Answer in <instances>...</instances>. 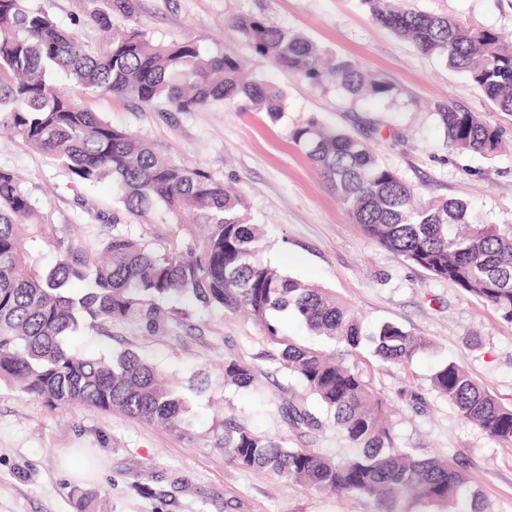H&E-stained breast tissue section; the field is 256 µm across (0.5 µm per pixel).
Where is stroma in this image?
<instances>
[{"label":"stroma","mask_w":512,"mask_h":512,"mask_svg":"<svg viewBox=\"0 0 512 512\" xmlns=\"http://www.w3.org/2000/svg\"><path fill=\"white\" fill-rule=\"evenodd\" d=\"M89 50L102 41L87 17L103 0H31ZM127 27L155 43L192 41L211 54L234 51L246 69L283 89L279 120L259 112L212 106L197 112L137 109L89 99L112 125L130 130L176 163L201 170L240 193L253 223L263 227V258L302 281L335 290L366 324L392 323L429 341L406 364L379 360L371 345L362 367L391 407L395 444L420 456H461L481 512H512V451L464 421L431 389L438 362L453 360L506 404L512 403V322L455 284L405 262L367 237L326 186L295 127L317 120L368 137L380 162L423 199L468 203L488 224H512V113L497 112L461 73L418 52L377 24L361 0H134ZM408 7L462 18L512 41V0H406ZM263 16L300 32L330 55L348 58L393 86L390 96L352 97L335 83L313 86L254 53L231 21ZM478 113L505 142L486 158L449 148L437 103ZM0 168L19 173L34 207L57 229L95 245L117 215L132 235L157 227L123 214L108 184L78 185L20 136L0 134ZM77 353L112 357L131 350L174 375L190 412L188 433L149 426L119 413L72 406L50 410L0 381V512H373L368 500L337 497L227 461L217 438L225 417L291 447L335 452L334 429L288 427L286 400L306 398L293 378L275 372L260 330L241 317L198 305L155 328L115 322L82 328L70 339ZM255 368L248 389L224 383V359Z\"/></svg>","instance_id":"obj_1"}]
</instances>
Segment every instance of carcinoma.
<instances>
[{
    "label": "carcinoma",
    "instance_id": "cac0c4a2",
    "mask_svg": "<svg viewBox=\"0 0 512 512\" xmlns=\"http://www.w3.org/2000/svg\"><path fill=\"white\" fill-rule=\"evenodd\" d=\"M361 2L418 51L464 72L494 108L512 112L511 42L461 19L402 7L399 0ZM133 11V0H106V9L91 13L88 22L109 37L90 52L27 0H0V125L48 155L75 182L109 181L127 213L166 225L147 241L114 224L112 235L94 250L45 223L21 179L0 168V379L16 381L50 409L87 405L184 433L187 400L155 366L132 351L82 356L67 338L82 326L102 330L114 321L152 326L161 303L171 300L232 315L243 311L259 327L275 371L294 377L320 407L315 414L305 403L288 400L280 405L283 417L294 428L325 422L346 448L338 456L292 448L226 417L219 441L230 463L338 496L362 497L376 512H475L458 459L420 458L396 447L387 400L348 362L359 355L366 335L377 357L397 364L412 359L424 343L390 323L365 333L361 314L335 292L263 262L262 228L249 222L239 196L206 173L164 158L147 141L60 91L58 74L85 95L140 108L168 103L178 112H197L223 103L280 119L285 95L279 87L257 77L242 80L233 55H209L194 42L153 45L138 29L113 21ZM232 23L255 53L313 86L330 77L356 97L393 92L355 62L329 56L305 36L262 17H236ZM436 114L450 148L482 156L503 149L500 131L478 114L446 103L436 106ZM291 139L366 236L512 321L511 224H476L462 201L416 200L366 141L315 120L294 128ZM38 242L56 252L53 267L41 265L33 248ZM287 308L324 345L286 336L275 314ZM253 381L250 364L233 355L224 359V384L247 388ZM431 386L465 421L512 447V405L460 364L442 362Z\"/></svg>",
    "mask_w": 512,
    "mask_h": 512
}]
</instances>
